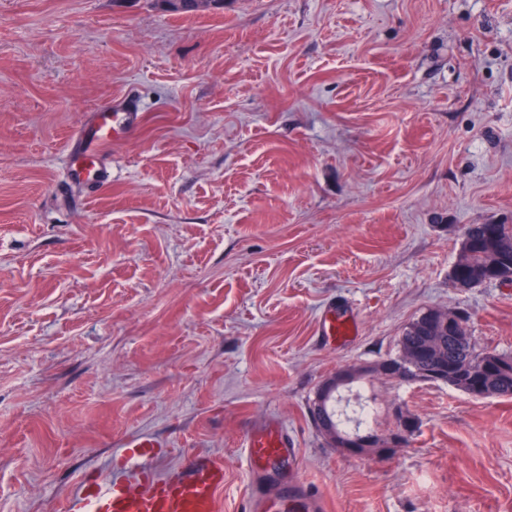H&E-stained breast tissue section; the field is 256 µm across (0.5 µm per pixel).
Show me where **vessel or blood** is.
<instances>
[{
	"label": "vessel or blood",
	"instance_id": "vessel-or-blood-1",
	"mask_svg": "<svg viewBox=\"0 0 512 512\" xmlns=\"http://www.w3.org/2000/svg\"><path fill=\"white\" fill-rule=\"evenodd\" d=\"M143 104L125 96L99 110L90 111L83 128L67 146L70 154L88 163L107 144L137 129L143 117ZM320 332L330 342L344 344L358 332L355 317L336 312L324 315ZM245 446L254 464H268L292 454L294 443L277 422L249 432ZM224 489V465L206 459L195 462L186 476L170 481L145 469L132 477L100 483L83 478L64 512H220Z\"/></svg>",
	"mask_w": 512,
	"mask_h": 512
}]
</instances>
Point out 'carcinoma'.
<instances>
[{
  "instance_id": "cac0c4a2",
  "label": "carcinoma",
  "mask_w": 512,
  "mask_h": 512,
  "mask_svg": "<svg viewBox=\"0 0 512 512\" xmlns=\"http://www.w3.org/2000/svg\"><path fill=\"white\" fill-rule=\"evenodd\" d=\"M465 272L464 287L472 288L486 282H512V224H497L489 232L487 224H469L462 242ZM426 315L415 319L400 339V349L417 351L409 372L423 375L439 366L456 367L459 375L452 379L457 390L467 389V380L473 376L482 381L486 396L512 397V356L495 351L478 352L470 344L466 333L448 332L439 323L426 326ZM359 409L351 411L331 405L324 413L309 407L314 424L328 419L337 427L360 430L363 427Z\"/></svg>"
}]
</instances>
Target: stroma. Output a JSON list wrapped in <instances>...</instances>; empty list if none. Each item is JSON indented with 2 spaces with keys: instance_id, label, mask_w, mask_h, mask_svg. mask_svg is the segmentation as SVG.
Returning a JSON list of instances; mask_svg holds the SVG:
<instances>
[{
  "instance_id": "1",
  "label": "stroma",
  "mask_w": 512,
  "mask_h": 512,
  "mask_svg": "<svg viewBox=\"0 0 512 512\" xmlns=\"http://www.w3.org/2000/svg\"><path fill=\"white\" fill-rule=\"evenodd\" d=\"M129 93L111 185L67 180L88 110ZM468 224H512V0H0V512H62L144 438L165 476L222 459L223 512L291 476L324 512H512V397L362 382L377 433L418 422L388 457L309 414L431 309L512 355V283L450 281ZM271 419L297 453L258 476ZM320 332L330 342L344 344L356 336L358 324L355 317L333 310L322 317ZM390 367L387 361L379 362L375 366H363L357 368H346L336 372L333 377H329L325 380L316 395V401L321 403H328L333 399V396L340 391L347 392L348 387L351 384L352 377L359 374H372V373H384ZM387 435L379 436L374 433L351 432L346 433L330 425L322 429V432L330 439L336 448L351 455H365L370 451L390 454L407 445L410 429L407 426L406 415L397 413V423Z\"/></svg>"
}]
</instances>
